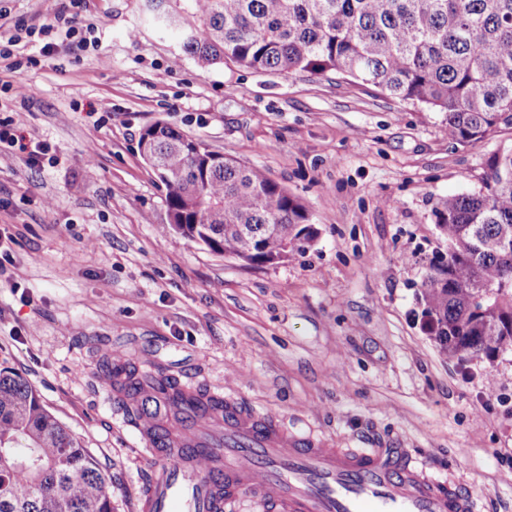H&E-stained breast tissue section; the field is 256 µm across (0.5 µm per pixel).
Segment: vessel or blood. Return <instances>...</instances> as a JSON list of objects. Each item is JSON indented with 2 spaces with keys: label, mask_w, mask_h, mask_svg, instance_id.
Returning a JSON list of instances; mask_svg holds the SVG:
<instances>
[{
  "label": "vessel or blood",
  "mask_w": 512,
  "mask_h": 512,
  "mask_svg": "<svg viewBox=\"0 0 512 512\" xmlns=\"http://www.w3.org/2000/svg\"><path fill=\"white\" fill-rule=\"evenodd\" d=\"M214 420L223 441L135 420L155 462L140 512H232L245 494L275 512H474L469 493L407 449L332 448L230 396Z\"/></svg>",
  "instance_id": "obj_1"
}]
</instances>
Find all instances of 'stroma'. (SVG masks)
<instances>
[{"instance_id": "35a3bbf8", "label": "stroma", "mask_w": 512, "mask_h": 512, "mask_svg": "<svg viewBox=\"0 0 512 512\" xmlns=\"http://www.w3.org/2000/svg\"><path fill=\"white\" fill-rule=\"evenodd\" d=\"M65 0H0V36L49 23ZM96 46L40 37L0 59V118L52 147L37 167L0 153V369L24 376L112 475L115 512H137L151 466L102 382L104 352L180 384L230 394L336 448H407L512 512V345L445 357L418 293L446 252L440 200L479 191L512 130L460 144L442 115L370 84L175 60V31L146 0H78ZM168 124L263 169L306 206L313 245L246 265L168 224L141 131ZM98 153L87 161L85 146Z\"/></svg>"}]
</instances>
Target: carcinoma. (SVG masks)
<instances>
[{"mask_svg": "<svg viewBox=\"0 0 512 512\" xmlns=\"http://www.w3.org/2000/svg\"><path fill=\"white\" fill-rule=\"evenodd\" d=\"M206 68L336 73L443 114L448 138L483 142L512 129V0H150ZM139 152L167 188L169 224L211 251L271 264L317 238L300 199L263 170L162 123ZM435 224L448 242L422 282V314L451 357L493 358L512 344V149L491 157L483 189L444 199ZM139 393L136 369L103 360ZM153 390L180 414L196 397L177 381ZM110 478L21 374L0 370V512H113Z\"/></svg>", "mask_w": 512, "mask_h": 512, "instance_id": "cac0c4a2", "label": "carcinoma"}]
</instances>
